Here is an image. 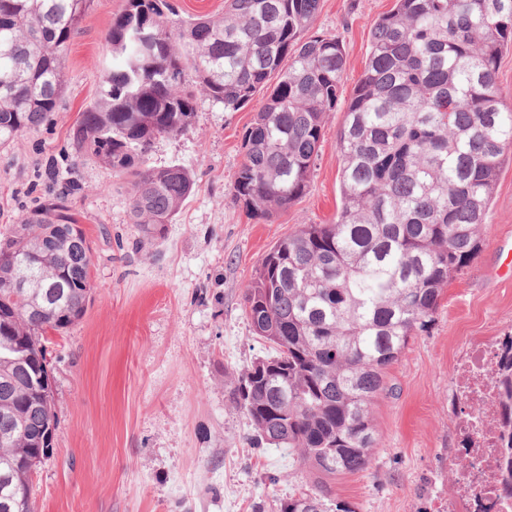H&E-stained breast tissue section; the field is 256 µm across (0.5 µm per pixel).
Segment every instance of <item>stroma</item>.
<instances>
[{
	"label": "stroma",
	"mask_w": 512,
	"mask_h": 512,
	"mask_svg": "<svg viewBox=\"0 0 512 512\" xmlns=\"http://www.w3.org/2000/svg\"><path fill=\"white\" fill-rule=\"evenodd\" d=\"M126 0H91L65 55L50 123L0 147V233L37 206L48 170L77 185L70 206L91 247L84 317L49 335L58 425L53 456L33 476L38 512H279L309 480L284 448L258 443L232 390L267 353L244 312L262 257L341 206L337 145L363 77L376 21L395 0H320L314 32L342 41V105L330 113L305 195L265 218L231 192L243 136L263 95L236 112L198 93L188 132L154 141L148 164L180 165L194 189L161 238L130 220V190L111 169L68 158V134L112 57L106 43ZM482 246L444 288L427 331L388 371L373 409L372 469L341 474L335 498L354 512H448L458 477L456 367L477 337L512 332V152L493 193Z\"/></svg>",
	"instance_id": "stroma-1"
}]
</instances>
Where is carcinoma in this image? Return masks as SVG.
<instances>
[{
	"label": "carcinoma",
	"mask_w": 512,
	"mask_h": 512,
	"mask_svg": "<svg viewBox=\"0 0 512 512\" xmlns=\"http://www.w3.org/2000/svg\"><path fill=\"white\" fill-rule=\"evenodd\" d=\"M89 0H0V145L57 111L63 59ZM319 0H225L218 20H174L167 0H126L107 34L120 62L69 132L77 163L129 180L131 218L155 239L193 190L181 166H146L154 140L187 132L195 86L236 112L277 82L245 132L235 199L270 217L307 191L345 71L341 41L305 36ZM512 46V0H397L376 21L364 77L338 139L341 207L303 224L262 259L244 296L263 362L233 399L255 440L296 454L316 476L280 512H331L328 480L367 469L376 399L409 339L428 329L443 290L468 266L506 153L512 110L496 71ZM66 186L0 235V512L21 502L55 405L32 393L49 332L80 321L90 246ZM24 281L26 288L15 284ZM501 491L512 497V334L495 369Z\"/></svg>",
	"instance_id": "carcinoma-1"
}]
</instances>
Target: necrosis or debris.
Returning a JSON list of instances; mask_svg holds the SVG:
<instances>
[{"label":"necrosis or debris","instance_id":"necrosis-or-debris-1","mask_svg":"<svg viewBox=\"0 0 512 512\" xmlns=\"http://www.w3.org/2000/svg\"><path fill=\"white\" fill-rule=\"evenodd\" d=\"M499 346L476 342L455 372V385L465 405L455 423L465 445L468 468L448 492V512H512V498L499 484V450L495 427L500 418L493 372Z\"/></svg>","mask_w":512,"mask_h":512}]
</instances>
